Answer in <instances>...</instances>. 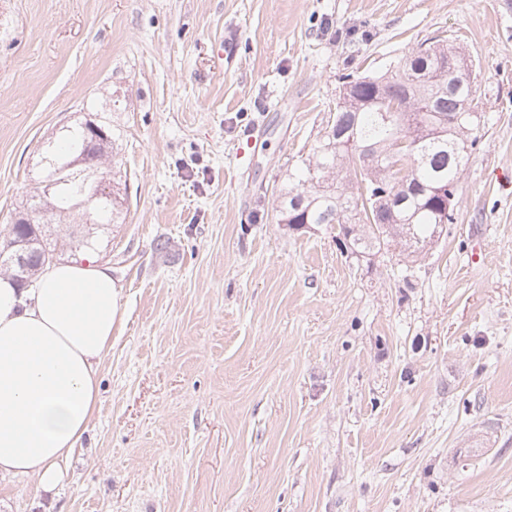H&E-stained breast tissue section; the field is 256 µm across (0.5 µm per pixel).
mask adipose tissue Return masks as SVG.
Listing matches in <instances>:
<instances>
[{
    "label": "adipose tissue",
    "mask_w": 512,
    "mask_h": 512,
    "mask_svg": "<svg viewBox=\"0 0 512 512\" xmlns=\"http://www.w3.org/2000/svg\"><path fill=\"white\" fill-rule=\"evenodd\" d=\"M121 321V288L95 257L48 265L31 288L0 276V480L62 481Z\"/></svg>",
    "instance_id": "1"
}]
</instances>
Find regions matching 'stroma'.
<instances>
[{"label":"stroma","instance_id":"1","mask_svg":"<svg viewBox=\"0 0 512 512\" xmlns=\"http://www.w3.org/2000/svg\"><path fill=\"white\" fill-rule=\"evenodd\" d=\"M434 36L483 113L455 223L414 260L277 223L344 76ZM85 120L123 320L53 502L20 476L0 512H512V0H0V231ZM88 131H90L93 134V141L89 142V140L85 144L84 152L83 154L73 160L71 162L70 168L74 169L76 173L79 175H84L89 172L88 169H85L86 165V157L88 156L92 146L94 143L99 140H103L107 138V134L105 132V129L103 126L90 121L88 124ZM108 142H102L98 146V148L89 156V162L86 165L87 168L95 169L103 172V169H106L107 167L112 166L114 163V157L113 154H109V152L106 150V145Z\"/></svg>","mask_w":512,"mask_h":512}]
</instances>
